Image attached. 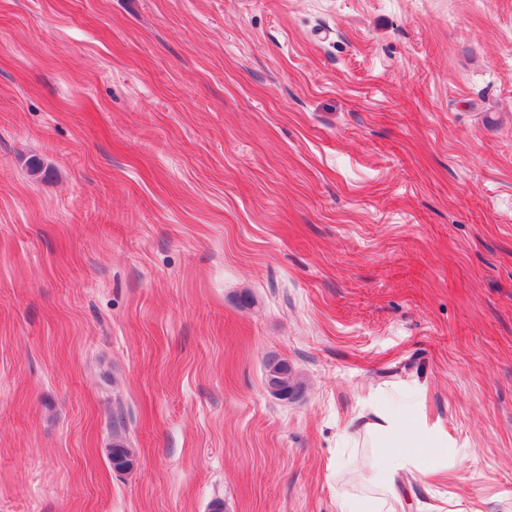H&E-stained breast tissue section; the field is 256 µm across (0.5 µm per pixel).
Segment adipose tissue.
I'll use <instances>...</instances> for the list:
<instances>
[{"label": "adipose tissue", "instance_id": "ef3b65f1", "mask_svg": "<svg viewBox=\"0 0 512 512\" xmlns=\"http://www.w3.org/2000/svg\"><path fill=\"white\" fill-rule=\"evenodd\" d=\"M381 467L375 474L382 496L365 501L340 500L338 512H384L389 501L398 499V481L411 475L422 479L440 472L448 459V439L425 426L413 404L390 401L377 414Z\"/></svg>", "mask_w": 512, "mask_h": 512}]
</instances>
